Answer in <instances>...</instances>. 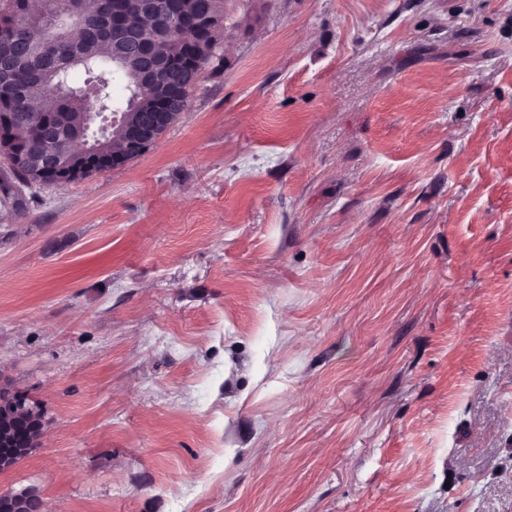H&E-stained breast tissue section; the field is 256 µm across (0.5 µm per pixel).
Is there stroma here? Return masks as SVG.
Returning a JSON list of instances; mask_svg holds the SVG:
<instances>
[{
	"label": "stroma",
	"mask_w": 512,
	"mask_h": 512,
	"mask_svg": "<svg viewBox=\"0 0 512 512\" xmlns=\"http://www.w3.org/2000/svg\"><path fill=\"white\" fill-rule=\"evenodd\" d=\"M125 166L0 208V494L512 512V0H224ZM0 470L11 468L18 456L38 445L42 414L38 405L22 393L0 387Z\"/></svg>",
	"instance_id": "35a3bbf8"
}]
</instances>
